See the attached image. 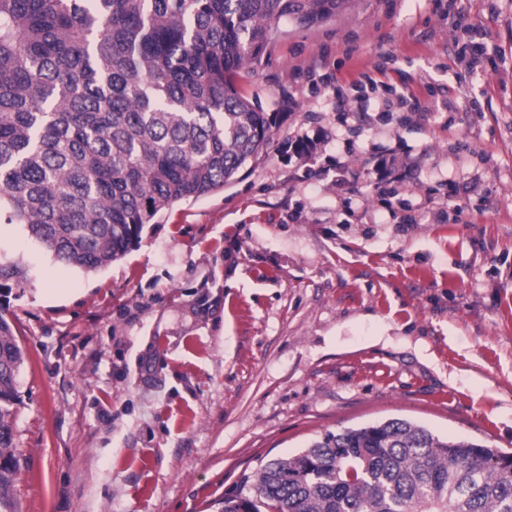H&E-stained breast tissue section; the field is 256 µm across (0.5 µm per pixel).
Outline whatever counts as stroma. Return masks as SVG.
Here are the masks:
<instances>
[{
    "instance_id": "obj_1",
    "label": "stroma",
    "mask_w": 512,
    "mask_h": 512,
    "mask_svg": "<svg viewBox=\"0 0 512 512\" xmlns=\"http://www.w3.org/2000/svg\"><path fill=\"white\" fill-rule=\"evenodd\" d=\"M279 28L241 80L271 143L236 182L93 272L0 223L28 271L0 288L16 512H220L269 460L394 418L512 454V0Z\"/></svg>"
}]
</instances>
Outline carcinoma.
<instances>
[{
	"mask_svg": "<svg viewBox=\"0 0 512 512\" xmlns=\"http://www.w3.org/2000/svg\"><path fill=\"white\" fill-rule=\"evenodd\" d=\"M350 0H0V223L88 272L182 200L224 189L268 150L275 116L241 93L278 24ZM26 279L0 261V288ZM0 315V512L17 459ZM224 512H512V454L401 419L327 432L268 461Z\"/></svg>",
	"mask_w": 512,
	"mask_h": 512,
	"instance_id": "carcinoma-1",
	"label": "carcinoma"
}]
</instances>
